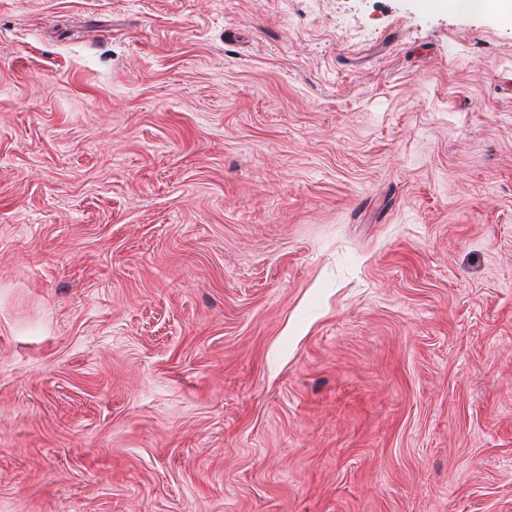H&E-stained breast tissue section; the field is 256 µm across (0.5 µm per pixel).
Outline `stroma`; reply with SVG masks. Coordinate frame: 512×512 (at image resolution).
I'll use <instances>...</instances> for the list:
<instances>
[{
	"label": "stroma",
	"instance_id": "obj_1",
	"mask_svg": "<svg viewBox=\"0 0 512 512\" xmlns=\"http://www.w3.org/2000/svg\"><path fill=\"white\" fill-rule=\"evenodd\" d=\"M0 512H512V21L0 0Z\"/></svg>",
	"mask_w": 512,
	"mask_h": 512
}]
</instances>
